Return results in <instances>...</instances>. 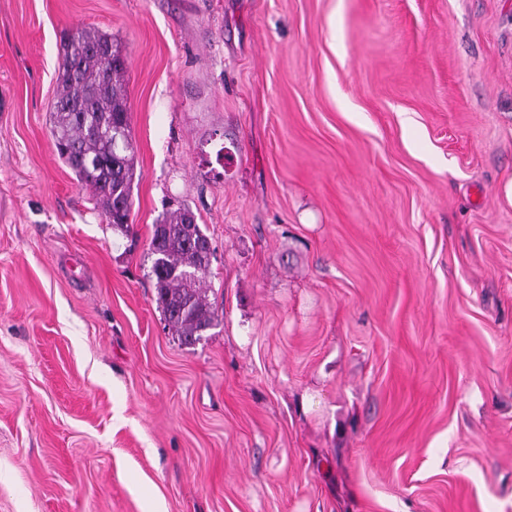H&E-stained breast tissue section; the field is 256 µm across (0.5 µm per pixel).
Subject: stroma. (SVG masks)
I'll use <instances>...</instances> for the list:
<instances>
[{"mask_svg":"<svg viewBox=\"0 0 512 512\" xmlns=\"http://www.w3.org/2000/svg\"><path fill=\"white\" fill-rule=\"evenodd\" d=\"M87 27L125 234L51 136ZM179 203L192 346L149 276ZM0 512H512V0H0ZM207 239L193 211L179 206L154 224L149 243L154 256L151 273L158 308L168 327L186 346L200 341L218 320L217 311L202 287L210 256L199 243Z\"/></svg>","mask_w":512,"mask_h":512,"instance_id":"35a3bbf8","label":"stroma"}]
</instances>
